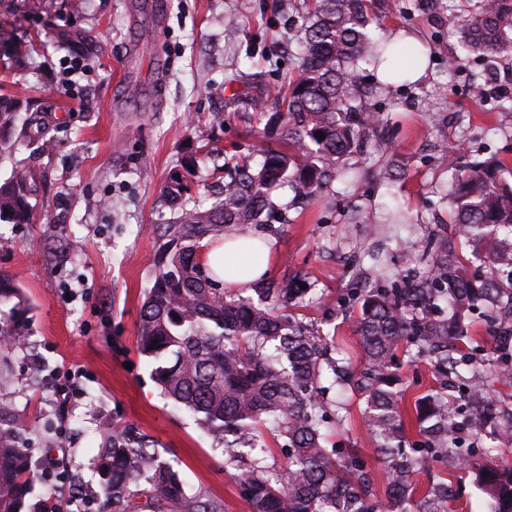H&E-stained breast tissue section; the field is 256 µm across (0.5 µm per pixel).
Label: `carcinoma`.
<instances>
[{
  "instance_id": "1",
  "label": "carcinoma",
  "mask_w": 512,
  "mask_h": 512,
  "mask_svg": "<svg viewBox=\"0 0 512 512\" xmlns=\"http://www.w3.org/2000/svg\"><path fill=\"white\" fill-rule=\"evenodd\" d=\"M370 0H312L299 41L301 69L277 91L285 111L273 124L278 148L262 160L227 162L223 198L208 208L180 209L173 221L155 228L161 244L153 284L140 309L137 348L151 375L177 408L192 414L212 443L222 448L224 467L236 470L250 512H448L452 495L442 483L416 494L417 457L469 463L458 431L479 438L491 427L512 432V414L497 415L476 382L468 384L474 407L465 413L448 402V385L426 393L412 419L421 447L408 445L400 408L397 352L427 355L443 378L467 368L502 384L512 383V167L500 158L459 163L448 151V198L454 232L444 225L426 244V271L401 281L379 254L369 255L375 287L351 293L360 304L357 333L364 352L358 370L334 357V341L316 335L286 312L299 289L263 280L252 291L259 302L227 294L221 281L203 274L198 251L206 238L233 239L252 250L247 230L277 217L268 191L288 183L295 196L311 200L348 173L367 130L379 118L355 104L353 86L362 64H386L393 80L406 79L405 53L372 35ZM459 67L470 54L495 57L512 52V0H466L457 30ZM58 38L81 56L98 51L94 37L60 31ZM33 107L19 95H0V128H13L18 111ZM324 135L318 140L316 133ZM20 138L45 153L53 141L39 127H23ZM196 157L171 173L165 196L182 203L197 176ZM43 174L29 159L15 161L12 177L0 183V221L31 224ZM8 310L3 311L1 307ZM483 308L488 336L478 365L461 353L471 340L469 315ZM28 300L12 277L0 275V337L21 341ZM330 379V386L323 380ZM351 390L364 403L371 452L387 474L384 496L357 453L328 447L330 427L341 407L326 400L329 389ZM284 441L283 467L268 463L263 431ZM16 421H0V512H22L36 461L20 445ZM492 501V512H512V463L475 466ZM102 512H224L222 501L205 493L187 494L178 470L140 432L112 427L96 455Z\"/></svg>"
}]
</instances>
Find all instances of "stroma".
<instances>
[{
    "mask_svg": "<svg viewBox=\"0 0 512 512\" xmlns=\"http://www.w3.org/2000/svg\"><path fill=\"white\" fill-rule=\"evenodd\" d=\"M304 0H43L28 12L24 0H0V95L34 98L35 118L55 144L40 158L47 183L35 199L32 224L0 222V274L16 278L29 300L25 344L9 350L10 402L0 409L24 425V444L34 459L51 456L50 477L36 476L24 512L41 501L69 512L78 488H94L92 462L101 427L133 426L173 460L187 493L219 499L224 512H250L234 478L190 414L175 410L137 350L139 311L151 285L159 240L154 225L173 212L163 186L171 170L202 143L213 152L205 169L249 157L277 134L269 123L279 109L253 111L256 84L280 88L299 68L296 38ZM375 33L411 38L423 50L425 74L393 82L364 99L362 109L379 115L352 165L356 188L331 187V206H291L288 185L272 201L283 218L250 232L276 241L270 277L294 280L306 301L296 306L302 321L336 339L352 364L362 351L357 334L360 306L347 296L355 277L369 273L361 253L387 248L400 276L421 275L424 240L451 219L442 187L448 181L449 150L462 157L497 156L512 161V55L488 60L473 55L456 71L448 59L458 49L454 34L464 0H447L444 14L422 18L413 0H378ZM239 23L236 36L224 28ZM96 36L99 51L72 70L75 59L57 39L62 30ZM39 36L38 55H14L11 44ZM394 165L397 177L384 176ZM400 205L410 224L398 242L375 221L379 207ZM335 301L332 309L315 296ZM401 406L413 414L419 397L437 388L426 359L403 363ZM69 383L60 395L61 383ZM362 404L349 398L329 441L361 449L378 487L386 475L369 451ZM451 486L450 512H491L490 500L467 466L439 467Z\"/></svg>",
    "mask_w": 512,
    "mask_h": 512,
    "instance_id": "35a3bbf8",
    "label": "stroma"
}]
</instances>
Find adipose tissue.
Listing matches in <instances>:
<instances>
[{
  "label": "adipose tissue",
  "instance_id": "adipose-tissue-1",
  "mask_svg": "<svg viewBox=\"0 0 512 512\" xmlns=\"http://www.w3.org/2000/svg\"><path fill=\"white\" fill-rule=\"evenodd\" d=\"M274 251L272 239H264L260 243L258 257L248 258L240 254L233 243L209 248L203 258L206 271L223 270L224 284L227 287L241 289L249 287L257 279L267 275L268 260Z\"/></svg>",
  "mask_w": 512,
  "mask_h": 512
}]
</instances>
